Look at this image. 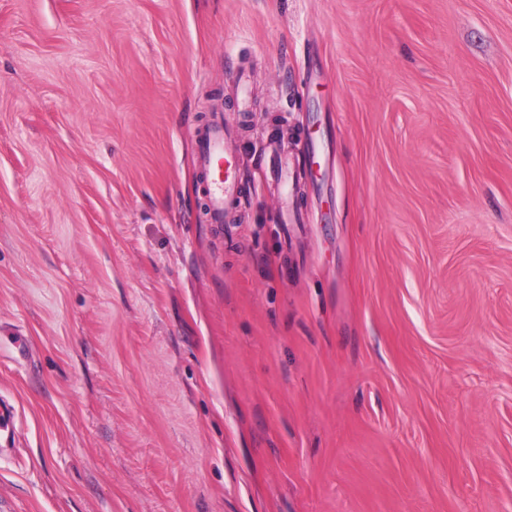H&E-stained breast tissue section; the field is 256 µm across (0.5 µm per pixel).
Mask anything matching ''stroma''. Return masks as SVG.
<instances>
[{
  "instance_id": "1",
  "label": "stroma",
  "mask_w": 512,
  "mask_h": 512,
  "mask_svg": "<svg viewBox=\"0 0 512 512\" xmlns=\"http://www.w3.org/2000/svg\"><path fill=\"white\" fill-rule=\"evenodd\" d=\"M3 409L0 512H512V0H0ZM196 161L205 182L208 198V221L224 224L227 207L242 204L238 192L235 149L224 139V123L213 119L199 134L196 142Z\"/></svg>"
}]
</instances>
